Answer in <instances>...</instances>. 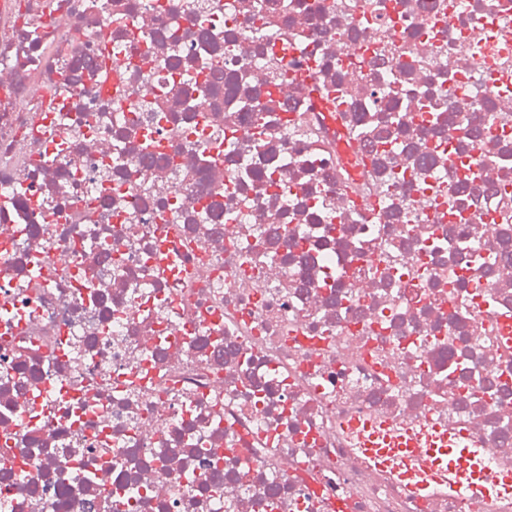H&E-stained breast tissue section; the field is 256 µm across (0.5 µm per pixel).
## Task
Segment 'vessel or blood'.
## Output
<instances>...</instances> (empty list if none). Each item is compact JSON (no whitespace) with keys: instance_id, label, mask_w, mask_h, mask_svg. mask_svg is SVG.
<instances>
[{"instance_id":"vessel-or-blood-1","label":"vessel or blood","mask_w":512,"mask_h":512,"mask_svg":"<svg viewBox=\"0 0 512 512\" xmlns=\"http://www.w3.org/2000/svg\"><path fill=\"white\" fill-rule=\"evenodd\" d=\"M348 425L359 433L363 454L391 469L411 494L477 498L489 512H512V469L490 463L466 429L430 421L412 434L361 415Z\"/></svg>"}]
</instances>
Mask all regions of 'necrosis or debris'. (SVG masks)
Returning a JSON list of instances; mask_svg holds the SVG:
<instances>
[{"label": "necrosis or debris", "instance_id": "necrosis-or-debris-1", "mask_svg": "<svg viewBox=\"0 0 512 512\" xmlns=\"http://www.w3.org/2000/svg\"><path fill=\"white\" fill-rule=\"evenodd\" d=\"M258 3L371 128L361 169ZM510 24L512 0H0V512H486L408 493L342 423L464 422L512 464V75L481 65Z\"/></svg>", "mask_w": 512, "mask_h": 512}]
</instances>
